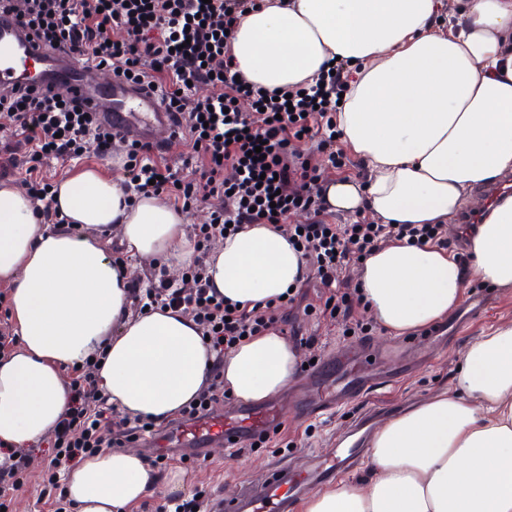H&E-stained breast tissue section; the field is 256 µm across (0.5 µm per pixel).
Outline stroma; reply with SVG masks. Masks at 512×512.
Masks as SVG:
<instances>
[{"instance_id":"1","label":"stroma","mask_w":512,"mask_h":512,"mask_svg":"<svg viewBox=\"0 0 512 512\" xmlns=\"http://www.w3.org/2000/svg\"><path fill=\"white\" fill-rule=\"evenodd\" d=\"M110 251L118 252L124 263L133 270L131 312H138L140 297L154 286L153 261L132 256L127 252L119 230L110 233ZM489 305L479 318L469 322L456 336L438 346L426 344L428 329L414 333V340L424 342L425 357L422 364L409 367L400 353L384 357L378 364L382 374L390 376L391 384L380 386L371 394L350 397L335 410L320 413L304 419H294L284 415V427L271 437L265 447H242L235 451L221 446L208 448L205 460L192 462L189 450L171 448L167 451V464L159 468V475H166L168 469H182L188 477V485L182 492V499L199 496L201 502H209L215 497H230L238 493L245 484H261L270 471L277 466H288L300 471L308 464L312 453L329 454L334 452L336 437L345 433L363 410L374 403L408 402L417 406L435 395L447 391L452 386V378L458 367L460 356L466 345L491 331L504 322H512V288L487 290ZM291 323L279 324L278 332L290 334L298 330L303 336L313 337L311 346L300 348L301 363L311 360H324L334 357L347 370L363 367L362 350L365 342H372L386 348L399 344V337L393 336L377 322L366 305L355 308L358 320L367 323L371 329L369 336L341 335L339 329L329 319L319 315L307 316L301 305L291 310ZM43 443H36L33 457L27 469L24 488L15 492L11 512H50L49 501L43 494L44 469Z\"/></svg>"}]
</instances>
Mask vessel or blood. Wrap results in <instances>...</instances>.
Returning a JSON list of instances; mask_svg holds the SVG:
<instances>
[{"mask_svg":"<svg viewBox=\"0 0 512 512\" xmlns=\"http://www.w3.org/2000/svg\"><path fill=\"white\" fill-rule=\"evenodd\" d=\"M31 67L36 70L37 85L42 91L53 92L59 86H67L71 97L84 110L112 122L126 139H151L160 130L173 137L181 134L174 113L166 110L155 91L130 82L99 83L93 64L46 48L28 37L13 18H1L0 91L25 82V73ZM314 376L329 387L327 397L315 407L319 413L331 409L339 393L349 391L360 395L377 384L376 378L367 374L347 381L336 379L327 364L318 366ZM277 418L274 404H242L224 414L183 425L172 438L179 446L195 451L216 442L229 448L234 441L245 440L252 432L270 429ZM359 458V449L352 448L333 462L318 461L300 473L285 466L274 468L265 483L245 485L236 498L215 502L214 507L216 512H295L300 495L351 472Z\"/></svg>","mask_w":512,"mask_h":512,"instance_id":"vessel-or-blood-1","label":"vessel or blood"}]
</instances>
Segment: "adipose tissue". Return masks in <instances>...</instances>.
Segmentation results:
<instances>
[{
  "instance_id": "obj_1",
  "label": "adipose tissue",
  "mask_w": 512,
  "mask_h": 512,
  "mask_svg": "<svg viewBox=\"0 0 512 512\" xmlns=\"http://www.w3.org/2000/svg\"><path fill=\"white\" fill-rule=\"evenodd\" d=\"M239 71L269 90L314 84L333 58L353 78L336 112L366 185H329L332 210H368L381 224H450L474 190L512 172V0H264L235 28ZM56 199L78 224L39 223L33 204L0 181V284L10 287L18 339L0 356V443L26 448L49 435L69 404V371L96 351L100 395L120 415L177 416L214 370L237 401L281 393L299 353L269 331L216 362L191 317L130 311V268H116L105 231L131 255L173 268L194 245L183 216L156 197L123 206L98 170L61 176ZM472 274L512 287V196L469 227ZM207 272L231 301L284 294L308 269L269 224H250L209 253ZM464 273L444 250L402 242L361 263L358 286L374 316L401 336L446 315ZM368 477L309 497L303 512H512V323L463 353L451 391L387 421L367 452ZM181 469L159 477L137 451L104 449L66 475L74 512H131L146 496L185 490Z\"/></svg>"
}]
</instances>
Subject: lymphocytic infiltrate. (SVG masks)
<instances>
[{"label": "lymphocytic infiltrate", "mask_w": 512, "mask_h": 512, "mask_svg": "<svg viewBox=\"0 0 512 512\" xmlns=\"http://www.w3.org/2000/svg\"><path fill=\"white\" fill-rule=\"evenodd\" d=\"M259 5L260 0H0V16L20 20L44 46L88 57L96 67L110 68L118 80L147 84L159 91L168 111L181 114L190 152L172 165L155 160L151 143L127 144L121 185L137 195L167 193L175 208L184 211L214 196L226 200V208L212 211L207 223L194 227L197 254L187 268V287H172L161 278L147 294L152 304L192 317L219 356L242 336H257L284 322L286 306L298 300L304 301L305 312L329 318L342 331L367 334V325L354 318L359 292L343 290L338 278L347 259L366 257L395 241L451 247L444 224L333 222L320 168L302 157L295 144L302 137L318 140L332 167L342 168L343 155L332 134L348 79L343 66H336L319 84L288 100L236 81L229 33L246 11ZM192 84L209 86L210 95L190 100L187 88ZM242 97L252 98L253 111H240ZM0 112L14 122L0 143V175L22 174L42 223H66L55 184L41 166L89 151L98 159H111V126L96 115H84L69 98L25 86L0 92ZM257 148L263 157L256 161L250 152ZM228 169L233 178H225ZM299 211L307 215L300 226L289 221ZM246 224L273 225L299 247L321 288L317 303L307 302L300 285L286 299L250 307L228 303L216 291L207 274L206 245L223 238L226 229L237 231ZM97 371L94 360L75 369L71 407L47 439V486L56 492L53 512H70L69 501L57 491L60 471L147 432L144 421L132 426L122 421L111 440L101 437L102 424L113 421V409L99 395ZM28 463V452L18 449L0 457V512L24 486Z\"/></svg>", "instance_id": "f902f5d3"}]
</instances>
